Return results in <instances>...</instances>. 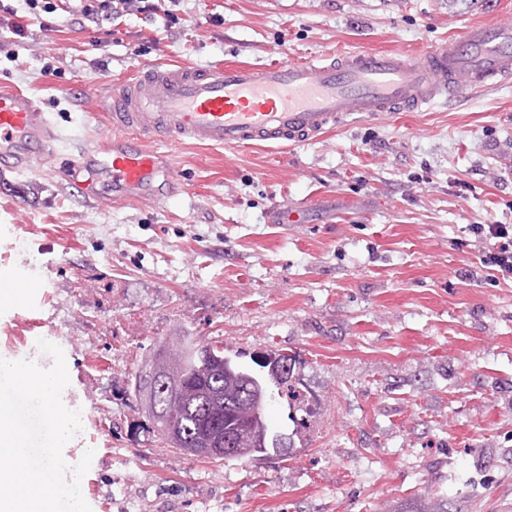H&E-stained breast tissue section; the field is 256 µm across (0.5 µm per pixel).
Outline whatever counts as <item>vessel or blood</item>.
I'll return each instance as SVG.
<instances>
[{
    "instance_id": "obj_1",
    "label": "vessel or blood",
    "mask_w": 512,
    "mask_h": 512,
    "mask_svg": "<svg viewBox=\"0 0 512 512\" xmlns=\"http://www.w3.org/2000/svg\"><path fill=\"white\" fill-rule=\"evenodd\" d=\"M509 81L512 25L494 19L465 26L418 59L363 50L287 65L158 64L113 86L103 102L108 134L73 161L92 177L71 185L85 199L103 187L126 202L171 198L179 185L161 176L166 156L147 150L146 141L292 147L346 126L355 115L420 112L439 98ZM56 138L46 112L0 93L1 170L30 168Z\"/></svg>"
}]
</instances>
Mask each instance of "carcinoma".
<instances>
[{"mask_svg":"<svg viewBox=\"0 0 512 512\" xmlns=\"http://www.w3.org/2000/svg\"><path fill=\"white\" fill-rule=\"evenodd\" d=\"M195 347L192 342L183 344L180 392L157 395L152 417L166 415L176 424V430L162 441L188 455L203 432L216 427L234 440V448L223 453L222 460L249 461L279 452L281 440L271 434L264 415L256 410L282 396L297 398L290 384L293 358L275 355L272 362L280 371L261 376L224 355L221 346L208 345L201 356Z\"/></svg>","mask_w":512,"mask_h":512,"instance_id":"obj_1","label":"carcinoma"}]
</instances>
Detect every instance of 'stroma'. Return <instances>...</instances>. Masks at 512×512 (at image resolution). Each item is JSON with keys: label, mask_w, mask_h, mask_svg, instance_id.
Returning a JSON list of instances; mask_svg holds the SVG:
<instances>
[{"label": "stroma", "mask_w": 512, "mask_h": 512, "mask_svg": "<svg viewBox=\"0 0 512 512\" xmlns=\"http://www.w3.org/2000/svg\"><path fill=\"white\" fill-rule=\"evenodd\" d=\"M11 5L0 92L58 134L0 178V275L38 281L0 299V358L47 368L64 341L63 448L93 450L91 512H512V284L478 263L471 224L512 225V83L423 112L355 118L288 148L165 146L176 198H74L61 172L109 130L100 96L142 68L419 55L483 20L488 0H182L97 26ZM303 220L282 223L284 211ZM220 344L253 367L294 356L315 410L274 403L290 447L208 462L163 447L135 390L158 349Z\"/></svg>", "instance_id": "35a3bbf8"}]
</instances>
